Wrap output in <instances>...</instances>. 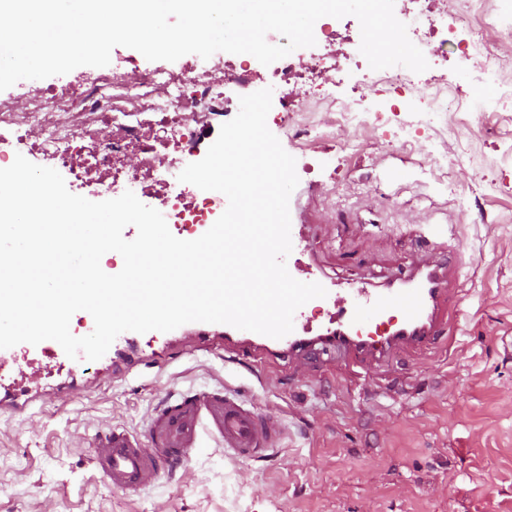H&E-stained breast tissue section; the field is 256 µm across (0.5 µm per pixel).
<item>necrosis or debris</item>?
<instances>
[{"label": "necrosis or debris", "instance_id": "necrosis-or-debris-1", "mask_svg": "<svg viewBox=\"0 0 512 512\" xmlns=\"http://www.w3.org/2000/svg\"><path fill=\"white\" fill-rule=\"evenodd\" d=\"M497 2L470 0L474 19L490 21L492 33L454 44L449 43L447 30L425 24L422 14L411 8L396 10L395 15L406 24L415 45L436 40L476 63L478 73H464V80L491 88L495 111L512 112V69L485 66L497 42L512 40V8L498 7ZM314 35L318 53L293 51L272 63L265 75L248 54L219 51L209 59L194 55L178 65L129 55L92 75L81 72L65 83L30 86L17 96L0 94V168L10 166L20 154L34 164L65 171L71 190L97 186L104 200L118 185H127L153 199L176 236H193L201 225L218 219L227 199L220 192L180 182L178 176L187 164L205 156L221 125L237 114L240 96L269 82L278 93L271 122L324 137L315 113L288 94L291 81L304 76L313 82L322 72L336 69V46L344 38L335 18L317 20ZM384 81L393 99L379 111L360 108L351 96L328 97L319 88L312 98L330 101L341 126L389 131L403 144L411 130L396 120L402 98L412 97L415 112L429 123L457 107L435 76L419 84L412 71L396 66Z\"/></svg>", "mask_w": 512, "mask_h": 512}]
</instances>
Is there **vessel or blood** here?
Returning a JSON list of instances; mask_svg holds the SVG:
<instances>
[{"instance_id":"b4317fda","label":"vessel or blood","mask_w":512,"mask_h":512,"mask_svg":"<svg viewBox=\"0 0 512 512\" xmlns=\"http://www.w3.org/2000/svg\"><path fill=\"white\" fill-rule=\"evenodd\" d=\"M290 275L324 285L327 294L294 315L293 331L280 339L221 323L190 322L172 331L120 334L105 355L106 373L128 379L136 364L128 351L157 363L158 340L179 341L183 350H225L254 361L286 350L299 358H339L350 374L380 364L394 353L454 342L460 315L462 262L447 244L425 238L411 263L397 276L374 285L367 276L349 282L325 280L313 257L303 210L290 214ZM66 367L68 378L50 388L24 385L32 363ZM89 371L85 359L67 357L55 341L21 343L0 349V411L16 416L48 396L70 394L77 378ZM219 442L239 459L265 456L279 439L275 422L255 406L216 389H196L167 400L151 417L143 434L117 427L98 433L92 443L94 468L113 489L135 494L185 469L205 438Z\"/></svg>"}]
</instances>
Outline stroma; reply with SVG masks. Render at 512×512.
<instances>
[{"instance_id":"35a3bbf8","label":"stroma","mask_w":512,"mask_h":512,"mask_svg":"<svg viewBox=\"0 0 512 512\" xmlns=\"http://www.w3.org/2000/svg\"><path fill=\"white\" fill-rule=\"evenodd\" d=\"M458 91L475 109L449 115L451 136L420 127L403 146L334 124L324 106L329 138L278 136L315 166L290 200L311 214L315 260L331 279L397 272L423 224L457 249L452 346L358 378L333 362L198 351L37 402L29 420L0 416V512H512V113L493 111L478 82ZM203 387L274 416V450L244 460L213 443L139 495L97 478L98 432L139 433L166 397Z\"/></svg>"}]
</instances>
